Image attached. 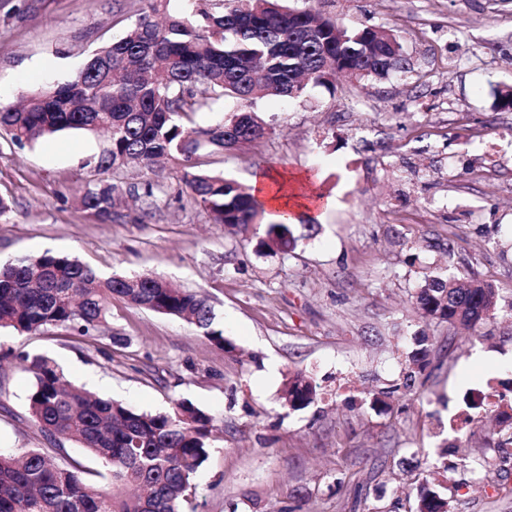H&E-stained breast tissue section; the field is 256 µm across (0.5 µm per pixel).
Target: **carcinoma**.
I'll list each match as a JSON object with an SVG mask.
<instances>
[{"instance_id":"cac0c4a2","label":"carcinoma","mask_w":512,"mask_h":512,"mask_svg":"<svg viewBox=\"0 0 512 512\" xmlns=\"http://www.w3.org/2000/svg\"><path fill=\"white\" fill-rule=\"evenodd\" d=\"M146 8L124 36L98 48L71 78L31 93L17 107L0 108V133L23 145L59 132L104 136L100 173L159 159L182 161L181 179L192 198L224 226L263 224L260 247L287 253L292 224L266 220L264 203L251 190L197 169L203 149L222 151L261 137L265 128L253 106L260 99H298L310 84L328 85L336 72L382 79L406 69L396 36L386 29H348L312 9L282 0H191L189 10L159 22L162 0ZM231 97L238 111L223 123L199 128L185 119L210 101ZM97 220L112 221L115 188L100 180L80 197ZM114 297L191 321L222 349L232 345L214 327L200 293L150 274L100 277L69 255L22 256L0 268V328L20 333L48 327L87 335L107 321ZM418 307L452 327L477 330L490 317L512 316L496 289L476 275H433L415 294ZM425 336L415 337L406 387L415 385L430 355ZM32 375L30 418L48 440L76 442L109 467L99 487L56 454L29 449L0 452V512H184L192 478L209 457L214 418L190 402L152 414L94 397L71 384L43 355H24ZM288 405L300 410L316 386L296 373L285 384ZM451 500L421 487L417 512H451Z\"/></svg>"}]
</instances>
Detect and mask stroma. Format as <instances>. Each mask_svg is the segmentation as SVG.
<instances>
[{
	"instance_id": "stroma-1",
	"label": "stroma",
	"mask_w": 512,
	"mask_h": 512,
	"mask_svg": "<svg viewBox=\"0 0 512 512\" xmlns=\"http://www.w3.org/2000/svg\"><path fill=\"white\" fill-rule=\"evenodd\" d=\"M351 28L397 36L408 67L383 79L337 77L299 100L255 106L260 138L199 151V169L250 186L291 179L301 199H335L294 224V250L258 247L264 227L213 224L170 159L110 171L118 220L79 207L97 183L101 137L64 132L17 145L0 137V264L45 252L104 277L148 273L204 294L232 347L194 324L113 299L90 336L0 328V451L46 447L30 420L24 354L54 359L102 398L152 413L187 400L214 415L193 477L195 512H413L430 465L446 456L454 512H512V421L456 431L464 396L512 382V320L473 336L425 318L416 287L436 271L477 274L512 300V0H285ZM141 0H0V107L72 76L135 22ZM495 142L487 155L486 142ZM432 343L402 386L416 334ZM317 387L300 411L289 374Z\"/></svg>"
}]
</instances>
